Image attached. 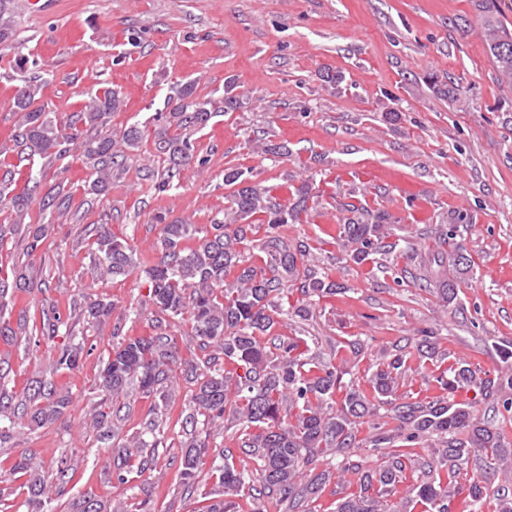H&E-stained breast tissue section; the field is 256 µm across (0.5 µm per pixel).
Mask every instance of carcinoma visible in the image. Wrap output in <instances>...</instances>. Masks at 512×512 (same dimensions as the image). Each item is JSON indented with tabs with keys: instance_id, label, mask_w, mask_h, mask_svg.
Returning <instances> with one entry per match:
<instances>
[{
	"instance_id": "cac0c4a2",
	"label": "carcinoma",
	"mask_w": 512,
	"mask_h": 512,
	"mask_svg": "<svg viewBox=\"0 0 512 512\" xmlns=\"http://www.w3.org/2000/svg\"><path fill=\"white\" fill-rule=\"evenodd\" d=\"M477 2L489 32L486 48L496 80L511 85L512 24L500 19L489 0ZM14 28L8 0H0V45L11 40ZM46 83L42 75L24 80L16 86L13 98L19 115L15 131V142L20 147L17 159L28 162L27 182H36L33 169L39 162L59 160L71 147L82 146L92 162L91 190L96 194L105 191L112 182V172L120 166L123 149L139 147L143 133L136 127L117 134L105 130L112 113L124 106L116 88L86 92L83 109L63 122L56 113L37 104ZM168 102L173 104L168 125L155 130L153 139L156 155L168 164L167 177L158 182L162 189L173 185L180 170L205 166L207 159L196 154L188 134L206 128L216 113L212 100L198 95L197 85L191 81L176 85ZM251 142L267 154L288 153L286 145L267 139L263 131L254 132ZM224 187L229 190L224 221L205 229L179 221L162 225L160 254L143 269L158 310L173 318L189 314L193 336L201 348L210 349L209 357L200 362L184 359L172 337L162 334L129 338L112 349L99 370L97 389L102 398L117 399L135 386L145 397L157 398L165 406L171 397L168 382L175 369H180L185 381L194 386L188 412L182 419L186 440L181 477L190 492L199 484L201 458L212 452L209 439L196 431L198 417L215 426L226 420L235 424L242 436V447L251 449L258 467L252 474L227 460L214 466L209 477L212 487L207 492L214 501L208 512H235L237 497L257 481L263 490L288 501L291 509L315 498L333 477L327 468L317 470V462L328 453L355 447L357 426L364 418L376 415L379 403L390 406L391 418L398 422L399 429L407 431L405 440L433 436L441 439L442 447L434 449V453L440 467L446 470L447 481L423 480L409 493L425 503L428 512H454V502L461 495L469 503V512H479L484 479L495 472L499 461L512 454V445L478 421L471 406L455 400L453 394L477 386L512 405V371L504 369L493 377H482L471 364L458 361L451 365L448 379L442 382L448 397L406 402L398 396L404 360L396 357L373 371L368 381L371 393L351 386L340 407L331 411L330 404L342 381L336 367L307 370L306 351L300 349L298 342L270 348L262 337L271 334L284 316L291 314L304 320L309 315L306 306H284L291 283L301 281V292L318 298L336 294L339 287L312 268L299 269L300 260L306 255L302 243L294 246L279 236H266L261 245L266 260L261 265L248 262L239 250V245L256 233L255 218H264L271 230L298 220L307 209L310 186L303 183L288 207L270 188L253 181L248 170L230 166L224 169ZM71 200L63 183L51 186L38 203L46 223L25 224L32 194L28 187H18L12 171H6L0 180V204L8 205L14 218L12 224L0 225V242L9 235H18L24 245L23 255H34L52 224L69 213ZM348 212L352 216L340 225L339 239L355 262L361 264L382 249L396 247V243L387 241L394 230V225L388 223L389 215L373 214L355 205ZM95 245V268L100 276H123L138 267L131 245L107 225L96 229ZM434 265L426 287L437 289L441 299L450 303L456 298L457 281L470 271L471 258L463 248L455 246L438 252ZM42 285L44 282L28 277L22 268L14 269L10 278L0 276L1 340L8 343L17 336L6 317L13 308L15 293ZM114 308L112 300L102 297L85 303L82 314L92 322L104 324L112 319ZM61 332L64 340L57 346L55 367L74 370L83 358L84 343L75 341L59 312L43 316L42 335L54 339ZM226 364L238 374L232 377L224 372ZM26 398L29 407L20 414L15 412L13 396L0 384V445L11 440L16 421L25 417L28 425L42 428L55 423L69 405V396L46 379L30 380ZM93 420L101 442L111 443L116 435L112 418L97 412ZM160 435V424L151 420L122 447L111 449L119 460L118 466L124 467L118 480L127 483L129 475H143L147 466L142 459L143 450L159 447ZM471 459L483 463L484 473L462 486L457 483L456 474ZM411 466L413 460L402 449L385 452L377 468L362 473L359 489L339 498L336 512H391L385 503ZM75 470L76 465L65 460L57 466L52 485L57 493L66 492ZM9 473L26 477L27 512H44L52 486L33 466L31 454L22 451L9 463ZM72 508L73 512H130V507L121 501L113 504L92 494L79 496Z\"/></svg>"
}]
</instances>
